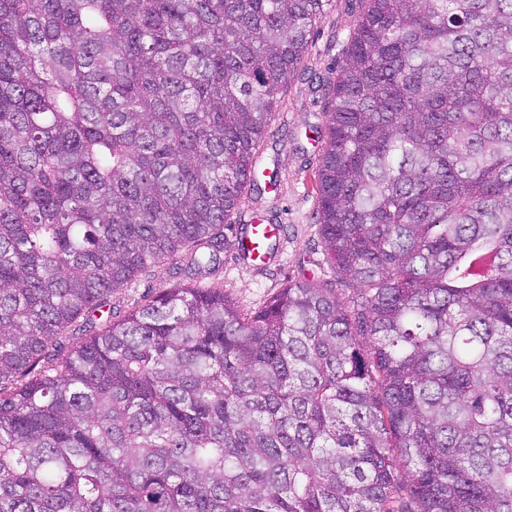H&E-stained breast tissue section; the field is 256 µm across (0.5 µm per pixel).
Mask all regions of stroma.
<instances>
[{"instance_id":"obj_1","label":"stroma","mask_w":512,"mask_h":512,"mask_svg":"<svg viewBox=\"0 0 512 512\" xmlns=\"http://www.w3.org/2000/svg\"><path fill=\"white\" fill-rule=\"evenodd\" d=\"M363 8L362 0H333L312 31L302 62L283 89L258 151L261 171L273 177L275 184L263 190L246 187L224 228L223 267L208 282L223 287L242 310H258L289 283L308 280L322 285L331 279L318 236L314 180L325 146L321 133L328 122L319 85L333 77L334 65ZM258 218L281 227L272 259L260 266L242 260L238 251L244 225ZM186 283L185 276L162 265L154 277H140L116 289L112 304L124 313Z\"/></svg>"}]
</instances>
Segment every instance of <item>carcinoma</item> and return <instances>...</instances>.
<instances>
[{"label":"carcinoma","mask_w":512,"mask_h":512,"mask_svg":"<svg viewBox=\"0 0 512 512\" xmlns=\"http://www.w3.org/2000/svg\"><path fill=\"white\" fill-rule=\"evenodd\" d=\"M331 2L0 0V512H512V0H364L316 174L355 295L112 311L220 265ZM169 264L160 265L155 268V276L152 278L140 277L122 288H117L112 292V306L116 307L118 312L123 315L138 305H142L158 294L169 290L170 288H178L183 285L195 284V279L186 278L183 274H174L170 271Z\"/></svg>","instance_id":"obj_1"}]
</instances>
